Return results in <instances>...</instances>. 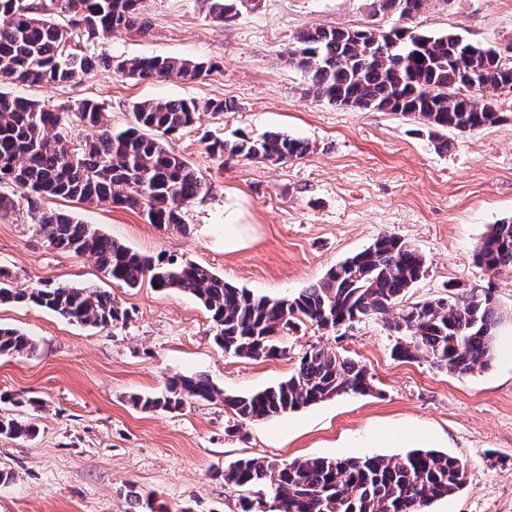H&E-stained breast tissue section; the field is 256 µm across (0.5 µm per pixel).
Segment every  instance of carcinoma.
I'll return each mask as SVG.
<instances>
[{"label": "carcinoma", "instance_id": "carcinoma-1", "mask_svg": "<svg viewBox=\"0 0 512 512\" xmlns=\"http://www.w3.org/2000/svg\"><path fill=\"white\" fill-rule=\"evenodd\" d=\"M428 0H376L378 10L404 16ZM217 22L237 15L235 0H209ZM149 32L145 0H0V85L41 86L82 80L98 67L140 80L171 76L195 79L202 61L169 57L114 60L79 46L80 37L110 38ZM288 64L308 80L307 93L329 104L398 112L426 126L435 147L448 150V130L473 132L499 123L503 111L490 96L512 87V60L500 51L408 27L382 31L315 26L294 36ZM231 112L230 101L145 100L132 106L133 122L107 123L100 105L80 103L71 112L47 102L0 93V217L26 204L30 224L56 247L95 257L103 276L133 288L143 280L159 291L195 296L209 312L214 342L224 353L252 360L285 354L278 336L309 323L334 331L365 318L384 317L402 302L426 272L425 259L392 234L329 268L291 299L256 297L191 260L153 259L130 250L73 215L45 208L53 197L87 204L139 208L160 228L187 230L183 210L208 193L191 164L169 147L168 138L196 122L200 109ZM212 157L278 164L312 151L309 142L281 133L208 144ZM476 262L512 270V218L489 227L475 247ZM0 303H26L85 326L105 329L127 320L111 294L92 285L41 282L12 287L0 268ZM502 313L491 292L406 305L386 320L394 333L393 354L424 359L438 370L467 375L490 366L493 336ZM37 351L36 340L0 327V355ZM365 367L347 356L313 348L285 380L264 390L226 394L203 375L172 377L159 395L133 394L141 410L173 411L198 401L224 400L240 424L269 419L343 395L373 393ZM0 435H35L32 422L0 418ZM224 484L245 495L239 512H428L431 503L465 484L467 466L435 449L404 456L306 458L279 464L240 459L222 474Z\"/></svg>", "mask_w": 512, "mask_h": 512}]
</instances>
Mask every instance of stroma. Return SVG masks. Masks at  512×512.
I'll return each instance as SVG.
<instances>
[{
    "instance_id": "1",
    "label": "stroma",
    "mask_w": 512,
    "mask_h": 512,
    "mask_svg": "<svg viewBox=\"0 0 512 512\" xmlns=\"http://www.w3.org/2000/svg\"><path fill=\"white\" fill-rule=\"evenodd\" d=\"M148 34L93 39L90 51L120 59L179 57L212 63L198 79L143 81L106 70L76 83L6 86V93L75 106L102 105L113 126L131 120L147 99L227 100L232 112H203L173 137L209 192L185 213L188 231L158 228L138 210L87 207L63 199L134 252L194 261L258 296L290 298L379 235L397 236L425 258L409 301L460 290L491 289L505 317L491 365L461 376L423 360L394 357L395 338L379 319L339 331L311 325L282 339L283 356L239 358L219 349L209 315L193 295L149 283L121 288L93 257L54 247L25 210L0 219V266L16 283L96 285L110 290L128 319L92 329L30 305L0 304V326L32 336L34 357L0 356V416L34 419V439L0 436V512H239L238 492L222 478L240 458L295 459L442 450L467 465L463 489L430 512H512V271L478 267L473 254L489 225L512 217V112L476 132L449 131L447 152L427 131L392 112L362 111L307 96L290 67L294 36L326 28L397 25L373 0H246L237 17L213 20L206 0H146ZM408 27L453 31L505 51L512 46V0H429ZM284 133L313 150L281 164L229 160L209 141L235 132ZM240 198L251 244L224 250V203ZM351 357L373 377L368 396H342L267 420L237 425L221 400L172 412L133 407L134 393L157 394L168 377L207 376L227 393L260 390L286 379L311 348ZM42 398L38 415L24 401Z\"/></svg>"
}]
</instances>
